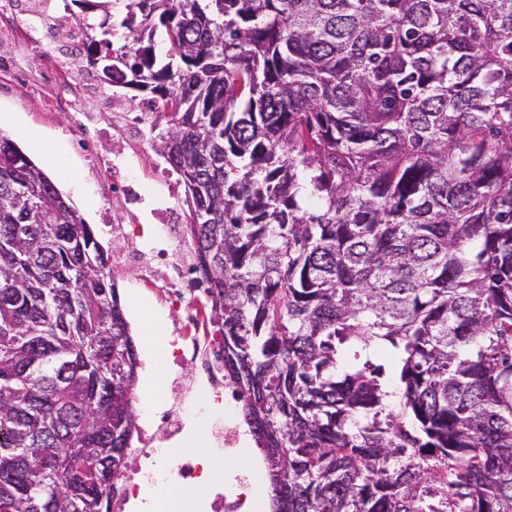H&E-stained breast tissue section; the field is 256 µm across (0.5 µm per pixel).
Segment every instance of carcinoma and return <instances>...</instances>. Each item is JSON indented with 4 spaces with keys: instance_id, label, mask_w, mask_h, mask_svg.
Listing matches in <instances>:
<instances>
[{
    "instance_id": "cac0c4a2",
    "label": "carcinoma",
    "mask_w": 512,
    "mask_h": 512,
    "mask_svg": "<svg viewBox=\"0 0 512 512\" xmlns=\"http://www.w3.org/2000/svg\"><path fill=\"white\" fill-rule=\"evenodd\" d=\"M110 6L52 20L161 103L268 512H512V0H132L117 48ZM109 262L0 135V512H110L137 350Z\"/></svg>"
}]
</instances>
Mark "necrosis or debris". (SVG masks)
<instances>
[{"label": "necrosis or debris", "mask_w": 512, "mask_h": 512, "mask_svg": "<svg viewBox=\"0 0 512 512\" xmlns=\"http://www.w3.org/2000/svg\"><path fill=\"white\" fill-rule=\"evenodd\" d=\"M1 19L11 21L10 35L14 40L45 54L42 83L49 89L44 98L45 111L49 114L61 109L72 112V129L83 137L80 150L85 162L101 178L106 231L122 233L137 252L150 255V263L141 267L139 276L159 302L196 315L201 307L192 301L194 246L184 235L177 180L173 179L169 168H158L154 185L140 193L125 177L128 168L141 159L148 142L147 133L158 120L156 108L148 104L139 111H129L125 98L116 93L101 111L78 110L76 101L86 97L87 86L76 81L64 68L53 46L62 38L86 42L85 29L61 31L49 27L39 7L26 11L17 0H0ZM106 131L117 141V148L105 146L102 134ZM145 197L153 201L151 213L159 226L158 238L150 244L142 243L135 231L138 222L135 208ZM221 343V337L207 330L204 322L197 318L191 328L169 330L166 361L174 377L167 385L166 407L159 412L151 430L144 434L141 447L131 449L136 467L117 471L113 476L120 489L113 503L114 512H131L160 486L171 483L195 495V512H262V503L252 495L258 479L256 473L233 476L227 491L201 499L197 496L198 490L214 478L212 463L203 457L182 455L177 449L188 409V388L177 378L176 372L185 362L192 361L204 372L213 403L224 408V427L216 435L217 442L223 444L228 455L244 450V433L236 415L237 398L226 378L224 361L218 356Z\"/></svg>", "instance_id": "obj_1"}]
</instances>
